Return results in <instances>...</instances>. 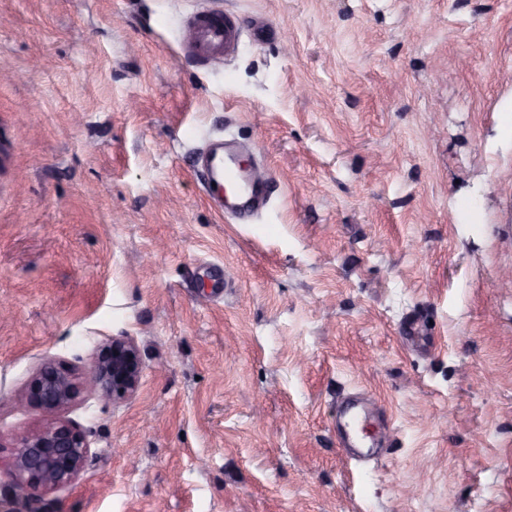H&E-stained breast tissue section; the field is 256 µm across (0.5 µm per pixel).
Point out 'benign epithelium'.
Returning a JSON list of instances; mask_svg holds the SVG:
<instances>
[{
  "mask_svg": "<svg viewBox=\"0 0 512 512\" xmlns=\"http://www.w3.org/2000/svg\"><path fill=\"white\" fill-rule=\"evenodd\" d=\"M142 373L135 343L113 338L97 351L92 365L80 373L61 363L41 365L27 384L19 404L39 410L45 423L23 436L12 457L0 462V476L8 477L18 499L32 503L78 477L89 446L83 431L61 417L86 390L117 402L134 394Z\"/></svg>",
  "mask_w": 512,
  "mask_h": 512,
  "instance_id": "obj_1",
  "label": "benign epithelium"
}]
</instances>
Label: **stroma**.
I'll return each mask as SVG.
<instances>
[{
    "label": "stroma",
    "instance_id": "stroma-1",
    "mask_svg": "<svg viewBox=\"0 0 512 512\" xmlns=\"http://www.w3.org/2000/svg\"><path fill=\"white\" fill-rule=\"evenodd\" d=\"M201 7L242 30L205 67ZM507 269L512 0H0V458L44 362L143 364L37 512H512ZM200 176L208 189L213 190L215 183L223 184L226 194L231 193L242 200V207L256 200L266 186L263 174L245 171L239 161L222 148L209 152L201 166Z\"/></svg>",
    "mask_w": 512,
    "mask_h": 512
}]
</instances>
